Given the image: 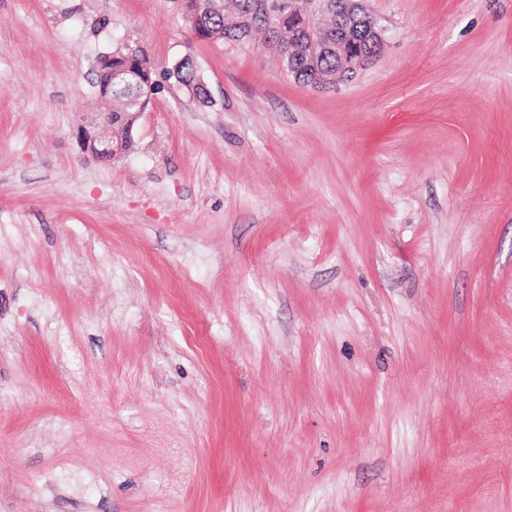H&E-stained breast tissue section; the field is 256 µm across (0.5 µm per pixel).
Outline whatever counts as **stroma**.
<instances>
[{"instance_id":"obj_1","label":"stroma","mask_w":512,"mask_h":512,"mask_svg":"<svg viewBox=\"0 0 512 512\" xmlns=\"http://www.w3.org/2000/svg\"><path fill=\"white\" fill-rule=\"evenodd\" d=\"M364 6L315 89L180 0H0V512H512V0ZM98 69V87L101 101L104 102V109L111 112H100L98 124L108 130L112 125L115 112H135L141 114L139 109L145 108L148 103V96L153 94L158 86L152 81V63L145 57L137 55L113 54L112 57H105L99 61ZM121 73L131 84L132 95L136 96L137 102L134 104H125L126 97L116 95L117 86L125 85L122 80L117 82V86L111 83V76ZM113 112V113H112ZM135 120L130 114H115L113 120V136L124 137L128 140L131 134Z\"/></svg>"}]
</instances>
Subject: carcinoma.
<instances>
[{"label": "carcinoma", "instance_id": "obj_1", "mask_svg": "<svg viewBox=\"0 0 512 512\" xmlns=\"http://www.w3.org/2000/svg\"><path fill=\"white\" fill-rule=\"evenodd\" d=\"M185 12L197 17V31L203 38L213 41L252 40L254 33L263 32L277 48L279 55H288L295 60L291 73L300 84L310 79L305 54L310 37L306 25L310 19L288 15V8L280 7L274 13L265 15L254 12L251 0H183ZM294 31V41L288 42V30ZM122 74L131 84L132 95L137 102L126 103V98L116 95L117 86L111 83V76ZM152 63L137 55L114 54L99 61L98 87L104 109L115 113L112 134L128 137L135 120L130 113L146 107L148 96L157 90L152 81Z\"/></svg>", "mask_w": 512, "mask_h": 512}]
</instances>
